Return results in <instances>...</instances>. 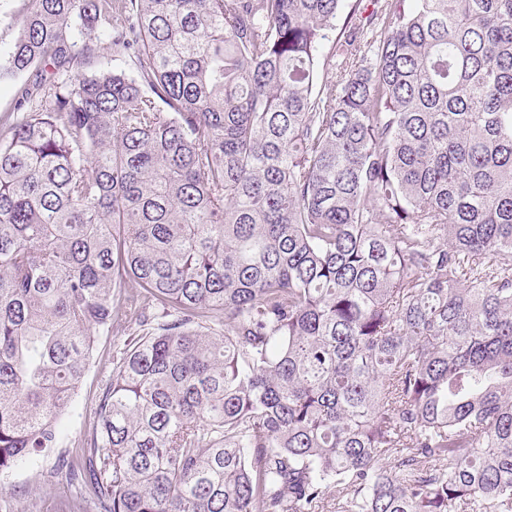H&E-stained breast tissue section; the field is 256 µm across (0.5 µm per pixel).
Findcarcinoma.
I'll return each instance as SVG.
<instances>
[{
    "mask_svg": "<svg viewBox=\"0 0 512 512\" xmlns=\"http://www.w3.org/2000/svg\"><path fill=\"white\" fill-rule=\"evenodd\" d=\"M361 3L0 10V473L122 315L61 512H512V0ZM21 82V78L0 82V129L7 115L12 113L15 108L17 101L16 92Z\"/></svg>",
    "mask_w": 512,
    "mask_h": 512,
    "instance_id": "obj_1",
    "label": "carcinoma"
}]
</instances>
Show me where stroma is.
Listing matches in <instances>:
<instances>
[{
  "label": "stroma",
  "mask_w": 512,
  "mask_h": 512,
  "mask_svg": "<svg viewBox=\"0 0 512 512\" xmlns=\"http://www.w3.org/2000/svg\"><path fill=\"white\" fill-rule=\"evenodd\" d=\"M137 332L135 323L113 320L111 331L101 336L81 387L61 422L56 447L0 474V490L8 494L7 512H57L59 501L68 492L65 481L56 474L58 459L82 449L96 425L102 393L112 376V352Z\"/></svg>",
  "instance_id": "obj_1"
}]
</instances>
